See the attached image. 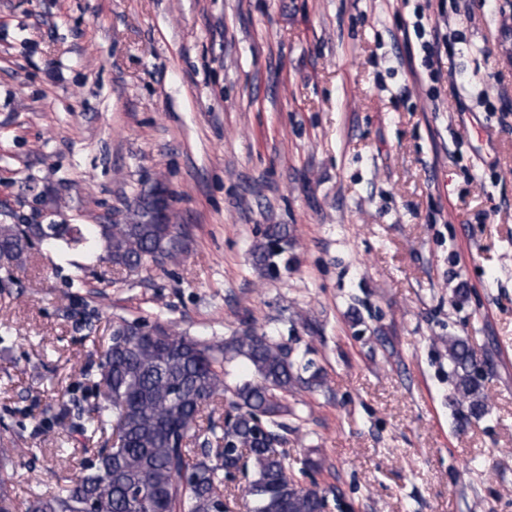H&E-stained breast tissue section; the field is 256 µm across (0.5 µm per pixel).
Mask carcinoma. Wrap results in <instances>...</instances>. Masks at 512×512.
I'll return each mask as SVG.
<instances>
[{
    "instance_id": "1",
    "label": "carcinoma",
    "mask_w": 512,
    "mask_h": 512,
    "mask_svg": "<svg viewBox=\"0 0 512 512\" xmlns=\"http://www.w3.org/2000/svg\"><path fill=\"white\" fill-rule=\"evenodd\" d=\"M160 200H145L122 223L96 225L95 238L72 224L0 223V270L10 272L30 257V237L43 231L57 254L101 248L99 260L128 276L148 264L180 254L178 225L158 220ZM288 226L275 224L251 250L254 264L275 266L288 253ZM451 402L468 415L488 410L478 382V363L462 336L448 337ZM243 361L246 378L229 369ZM309 373L304 378L301 372ZM321 385L310 360L290 358L270 337L246 329L223 341H208L174 330L162 320L117 317L100 352L95 386L102 401L90 410L62 408L64 431L92 438L112 429L118 448H100L79 473L52 490L32 494L29 512H228L227 473L247 478L248 512H320L327 495L290 473L281 443L291 413L293 387ZM234 419L219 424L221 401ZM204 448L197 449L198 442ZM14 449L0 448V512H15Z\"/></svg>"
}]
</instances>
